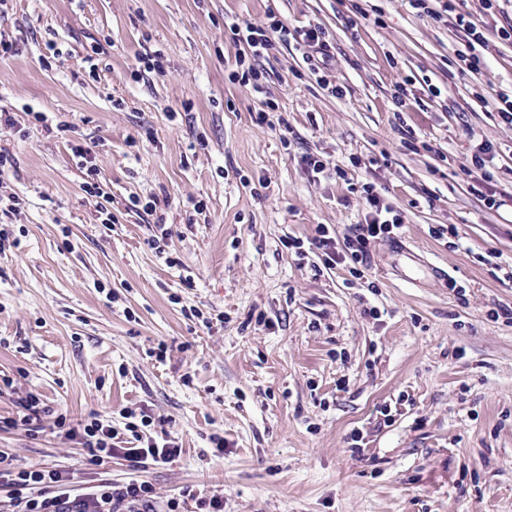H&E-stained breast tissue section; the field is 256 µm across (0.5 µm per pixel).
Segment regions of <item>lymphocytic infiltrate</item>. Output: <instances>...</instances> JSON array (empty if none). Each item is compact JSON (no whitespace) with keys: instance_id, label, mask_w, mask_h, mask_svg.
I'll return each instance as SVG.
<instances>
[{"instance_id":"lymphocytic-infiltrate-1","label":"lymphocytic infiltrate","mask_w":512,"mask_h":512,"mask_svg":"<svg viewBox=\"0 0 512 512\" xmlns=\"http://www.w3.org/2000/svg\"><path fill=\"white\" fill-rule=\"evenodd\" d=\"M417 16L436 21H453L464 43L465 49L458 55L459 61L467 69L476 71L482 65L481 48L487 47L490 35L512 43V26L489 32L484 22L471 15L458 12L454 0H408ZM232 41L243 46V54L236 59L242 73L239 77L243 85L260 90L264 72L258 66L260 58L268 55L275 43L298 42L305 46L304 61L312 74H320L326 67L328 54L323 31L314 26L304 30H293L276 15H269L262 25L251 23L229 26ZM359 197L369 212L364 223L355 225L344 239L332 236L328 227L318 229V235L311 243L298 238L289 239L288 249L294 250L297 257H304L307 249H316L323 265L332 268L338 265L348 268L357 279L363 278L369 262L372 245L381 239L393 238L403 224L399 210L383 204L375 184L367 182L358 188ZM66 415H57L55 425L63 429L68 440L83 448L91 461L97 462L105 456L115 454L136 464L145 461L167 463L179 455L180 448L175 440L147 442L139 448L115 449L112 441L116 437L111 425L99 418H91L87 423L67 427ZM10 456L0 451V485L8 487L15 512H141L152 504L154 490L147 482L130 480L116 485L102 480L98 484L86 486L72 481L63 471L42 468L13 470L9 467Z\"/></svg>"}]
</instances>
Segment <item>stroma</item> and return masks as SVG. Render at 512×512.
I'll use <instances>...</instances> for the list:
<instances>
[{
  "label": "stroma",
  "mask_w": 512,
  "mask_h": 512,
  "mask_svg": "<svg viewBox=\"0 0 512 512\" xmlns=\"http://www.w3.org/2000/svg\"><path fill=\"white\" fill-rule=\"evenodd\" d=\"M371 2L380 23H350L348 0L0 6L15 43L0 59V113L15 120L0 130L15 159L0 197L23 201L0 213L15 241L0 249V419L31 394L47 409L40 431L0 430L15 468L143 480L154 512L187 490L223 496L224 512H512V325L493 318L512 306V126L495 112L512 90V44L491 40L480 70H464L452 26L408 0ZM271 13L323 29L341 94L294 44L260 60L264 93L232 80L229 23ZM156 47L162 72L136 78ZM406 78L418 102L399 115L391 93ZM405 128L429 150L406 149ZM78 144L112 223L82 188ZM482 144L493 178L476 193ZM307 154L328 171L312 175ZM365 182L404 226L372 246L363 279L284 247L322 224L349 234L366 211L348 186ZM485 193L504 206L486 208ZM160 219L173 233L159 251ZM437 224L455 225V242L431 237ZM130 412L149 417L144 434L171 433L180 456L93 465L54 426L96 413L126 441ZM72 152L77 158H81L80 165L86 171L85 174L87 178L84 182L83 190L87 196L101 199L105 203L111 204L110 196L103 190L97 180V164L94 163V159L89 156L88 150L84 149L81 145H75L72 148Z\"/></svg>",
  "instance_id": "stroma-1"
}]
</instances>
